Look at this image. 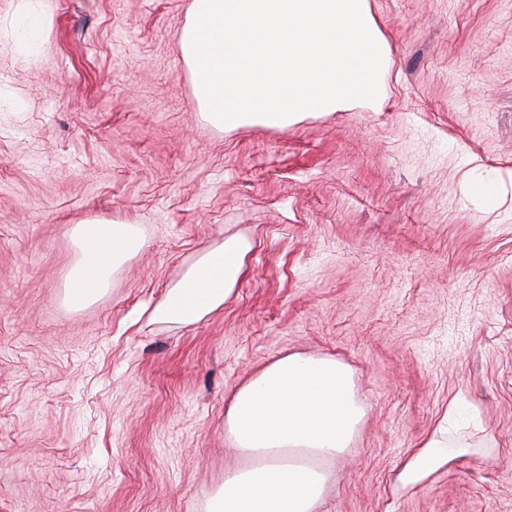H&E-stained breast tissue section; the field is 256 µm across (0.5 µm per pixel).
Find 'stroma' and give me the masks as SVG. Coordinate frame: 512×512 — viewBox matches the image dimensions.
<instances>
[{"instance_id":"35a3bbf8","label":"stroma","mask_w":512,"mask_h":512,"mask_svg":"<svg viewBox=\"0 0 512 512\" xmlns=\"http://www.w3.org/2000/svg\"><path fill=\"white\" fill-rule=\"evenodd\" d=\"M189 6L0 0V512H205L245 463L229 397L289 353L348 365L365 410L316 512H512V0H367L377 98L284 129L207 120ZM96 218L142 246L75 306ZM231 238L223 307L156 319ZM453 402L467 454L405 484Z\"/></svg>"}]
</instances>
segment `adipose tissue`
<instances>
[{"instance_id": "1", "label": "adipose tissue", "mask_w": 512, "mask_h": 512, "mask_svg": "<svg viewBox=\"0 0 512 512\" xmlns=\"http://www.w3.org/2000/svg\"><path fill=\"white\" fill-rule=\"evenodd\" d=\"M82 257L68 286L81 305L105 288L112 267L139 248L129 225L107 219L78 229ZM249 249L228 240L207 252L155 308V318L191 324L221 308ZM364 415L350 368L330 358L288 354L266 365L228 400L224 426L251 468L225 474L206 512H314L327 476L321 461L347 448Z\"/></svg>"}]
</instances>
